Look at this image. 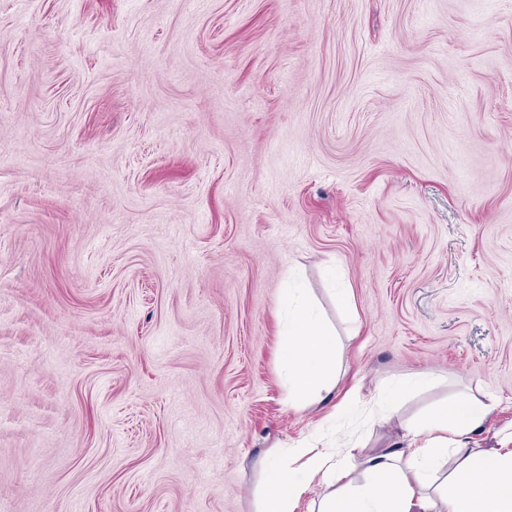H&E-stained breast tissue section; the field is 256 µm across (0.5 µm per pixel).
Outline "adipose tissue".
Here are the masks:
<instances>
[{"label": "adipose tissue", "instance_id": "ef3b65f1", "mask_svg": "<svg viewBox=\"0 0 512 512\" xmlns=\"http://www.w3.org/2000/svg\"><path fill=\"white\" fill-rule=\"evenodd\" d=\"M336 336L301 288L288 291L281 368L289 404L304 407L336 387ZM496 403L475 394L450 400L437 417L407 428L403 445L355 457L336 443L298 448L294 465L267 463L260 512H296L312 488L310 512H512V448L472 447Z\"/></svg>", "mask_w": 512, "mask_h": 512}]
</instances>
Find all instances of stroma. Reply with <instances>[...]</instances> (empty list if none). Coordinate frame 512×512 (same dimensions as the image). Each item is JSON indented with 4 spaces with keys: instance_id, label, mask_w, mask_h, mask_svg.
<instances>
[{
    "instance_id": "1",
    "label": "stroma",
    "mask_w": 512,
    "mask_h": 512,
    "mask_svg": "<svg viewBox=\"0 0 512 512\" xmlns=\"http://www.w3.org/2000/svg\"><path fill=\"white\" fill-rule=\"evenodd\" d=\"M398 386L512 431V0H0V512H257L327 416L399 443ZM335 335L305 290L289 288L288 325L281 354V369L288 376L289 404L304 407L324 401L334 391Z\"/></svg>"
}]
</instances>
